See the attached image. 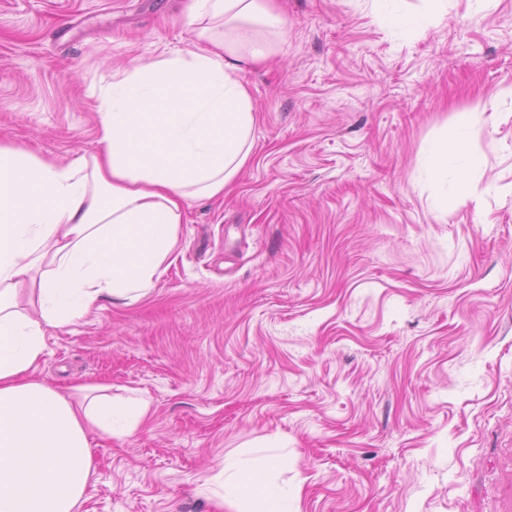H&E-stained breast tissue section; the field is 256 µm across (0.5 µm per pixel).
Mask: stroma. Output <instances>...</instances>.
Here are the masks:
<instances>
[{"label":"stroma","instance_id":"35a3bbf8","mask_svg":"<svg viewBox=\"0 0 512 512\" xmlns=\"http://www.w3.org/2000/svg\"><path fill=\"white\" fill-rule=\"evenodd\" d=\"M447 2L398 38L376 0H279L232 191L190 201L146 296L46 338L37 377L147 407L92 438L80 512H250L197 487L259 448L295 512H512V0ZM186 4L0 0V144L95 153L101 85L191 49ZM443 133L484 192L439 216L417 174Z\"/></svg>","mask_w":512,"mask_h":512}]
</instances>
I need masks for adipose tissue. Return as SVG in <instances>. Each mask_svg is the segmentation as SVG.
Returning <instances> with one entry per match:
<instances>
[{"instance_id": "ef3b65f1", "label": "adipose tissue", "mask_w": 512, "mask_h": 512, "mask_svg": "<svg viewBox=\"0 0 512 512\" xmlns=\"http://www.w3.org/2000/svg\"><path fill=\"white\" fill-rule=\"evenodd\" d=\"M395 36L439 20L447 0H377ZM198 45L138 61L98 98L101 149L63 165L0 145V512H80L96 474L92 435L121 439L147 415L80 384L68 398L35 375L53 330L101 299L141 298L178 241L188 199L231 187L253 149L255 106L241 63L284 39L276 0H189ZM479 159L464 137L430 142L418 171L436 214L474 201ZM283 457L223 469L225 497L260 489L255 512H292L300 485L266 476Z\"/></svg>"}]
</instances>
